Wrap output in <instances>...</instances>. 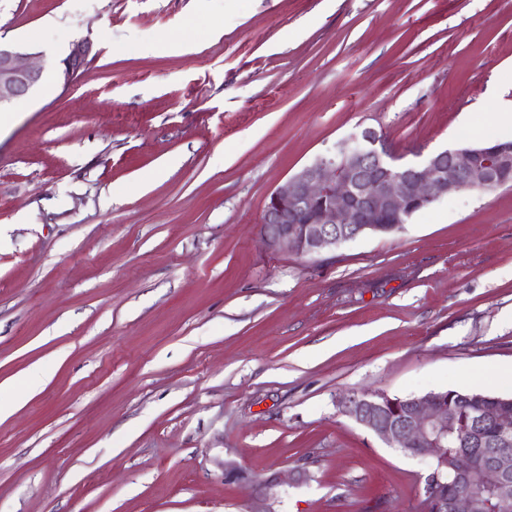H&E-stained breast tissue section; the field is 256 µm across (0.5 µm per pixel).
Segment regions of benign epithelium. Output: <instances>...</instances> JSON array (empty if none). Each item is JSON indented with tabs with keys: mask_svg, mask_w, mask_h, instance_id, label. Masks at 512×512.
<instances>
[{
	"mask_svg": "<svg viewBox=\"0 0 512 512\" xmlns=\"http://www.w3.org/2000/svg\"><path fill=\"white\" fill-rule=\"evenodd\" d=\"M89 51V41H76L60 60L56 76L63 86L86 64ZM27 58L20 49L0 44V107L22 100L40 83L42 69L26 63ZM511 183L512 140L446 149L422 163L400 164L382 136L364 127L269 194L260 233L271 251L320 255L369 232H395L415 211L450 193ZM475 402L481 405L479 420L498 433L481 466L480 482L505 491L512 473V413L502 399L485 404L477 397ZM340 407L388 445L435 460L443 455L448 432L458 427L448 402L431 392L405 399L362 392L343 398ZM426 504L427 512H487L488 507L472 492L450 499L432 495Z\"/></svg>",
	"mask_w": 512,
	"mask_h": 512,
	"instance_id": "benign-epithelium-1",
	"label": "benign epithelium"
}]
</instances>
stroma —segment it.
Masks as SVG:
<instances>
[{
	"label": "stroma",
	"instance_id": "obj_1",
	"mask_svg": "<svg viewBox=\"0 0 512 512\" xmlns=\"http://www.w3.org/2000/svg\"><path fill=\"white\" fill-rule=\"evenodd\" d=\"M91 44L69 86L59 54ZM0 512H423L341 412L512 361V185L270 251L269 194L374 127L511 140L512 0H0ZM29 55L0 42V109L22 100L40 83L43 71L26 63Z\"/></svg>",
	"mask_w": 512,
	"mask_h": 512
}]
</instances>
